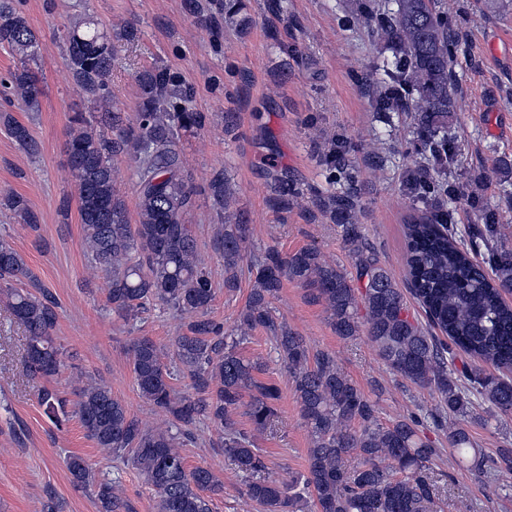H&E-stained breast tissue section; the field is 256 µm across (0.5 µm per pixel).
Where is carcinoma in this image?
<instances>
[{
	"mask_svg": "<svg viewBox=\"0 0 512 512\" xmlns=\"http://www.w3.org/2000/svg\"><path fill=\"white\" fill-rule=\"evenodd\" d=\"M394 2V9L384 3L377 5V11H368L396 47L393 60L383 65L392 81L379 93L377 106L387 112L407 100L420 114L418 169L407 184L416 197L434 199L441 187L431 170L452 159L443 132L445 118L456 109L450 70L454 41L448 13L439 0ZM65 40L75 82L101 104L98 112L72 118L76 129L70 133L67 152L85 240L94 264L108 277L112 312L126 319L155 302L183 314L206 315L214 291L197 258L192 227L183 219L192 206L193 189L187 158L176 144L177 132L201 125L203 115L187 106L190 92L176 85L167 69L156 67L141 75L140 111L134 120L124 121L107 107L111 38L96 28L75 27L66 32ZM0 44L31 60L39 51L37 36L10 0H0ZM0 86L20 104L33 107L37 103V77L29 69L12 74ZM7 125L23 150L39 152L26 126L10 117ZM130 151L137 160L139 224L134 227L128 224L112 178V158ZM326 180L332 185L342 183L341 190L321 206L330 219L340 221L338 227L355 259L356 277L351 279L324 263L314 248L290 256L270 250L257 264L238 325L241 336L228 341L220 326L201 319L174 342L172 360L206 397L176 395L164 363L167 353L148 337L137 339L131 347L135 384L143 399L174 421L191 424L202 417L224 432V453L247 478L244 512L254 504L265 512H295L306 497L312 498L316 512H429L440 493L431 477L437 449L418 436L413 419L387 426L379 423L374 402L342 373L336 357L310 353L302 337L277 321L272 303L283 279L298 280L325 302L336 334L349 338L358 330L360 299L368 335L385 363L437 395V421L465 415L469 393L488 400L501 419H512V381L501 374L512 369V306L502 297L503 291L512 290V248L502 242L495 224L468 229V243H462L450 214L443 210L426 221L406 225L410 293L433 327L448 337L445 344L409 319L402 290L367 248L360 225L353 222L358 205L356 176L336 164L334 152ZM209 189L215 205L226 210L224 174H215ZM5 205L22 223L38 228L40 218L23 197L11 196ZM224 222L222 256L228 274L225 284L231 288L250 228L239 215H226ZM482 246L487 257L479 263L471 253ZM25 281H33L30 268L1 240L0 285L7 290L8 310L27 332L26 369L33 377L49 378L63 367L64 350L51 336L58 320L57 302L47 291L36 296L20 288ZM256 328L265 329L275 342L280 360L292 374L301 416L311 431L307 470L287 483L261 477L266 469L264 456L232 419L242 405L243 391L250 390L247 414L254 427L275 426L279 389L256 381L252 375L256 366L236 353L242 334ZM455 347L491 363L500 374L475 371L466 377V384L457 383L446 365V356L454 355ZM76 396L75 414L87 436L110 454H129L128 461L155 491L156 512H211L208 495L223 492L224 485L208 468H187L179 450L180 437L172 427H142L104 385L88 384ZM39 401L51 420L68 417L67 400L57 393L43 389ZM354 420L360 422L357 430L350 428ZM448 442L460 452L473 446L457 422L448 427ZM352 450L359 459L349 468L344 456ZM68 468L77 484L94 483L81 459L71 458ZM97 496L101 512H120L112 483L100 482Z\"/></svg>",
	"mask_w": 512,
	"mask_h": 512,
	"instance_id": "carcinoma-1",
	"label": "carcinoma"
}]
</instances>
